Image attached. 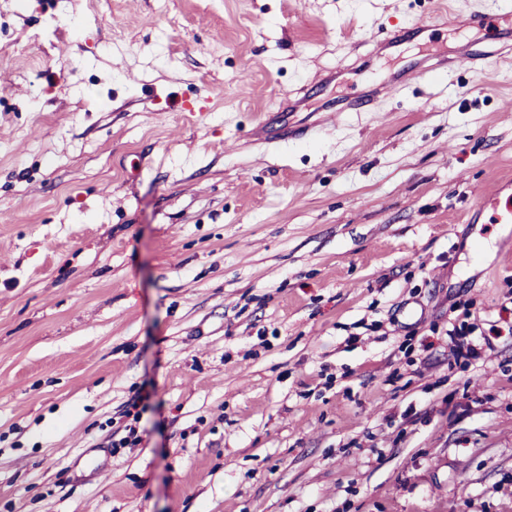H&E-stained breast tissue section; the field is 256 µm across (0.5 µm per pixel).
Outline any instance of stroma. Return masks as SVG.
Listing matches in <instances>:
<instances>
[{
    "label": "stroma",
    "instance_id": "obj_1",
    "mask_svg": "<svg viewBox=\"0 0 512 512\" xmlns=\"http://www.w3.org/2000/svg\"><path fill=\"white\" fill-rule=\"evenodd\" d=\"M489 5L0 0V512H512V70L280 134L411 63L317 85L366 33ZM472 302L460 304L456 310H460L453 322L450 321L448 337L454 343L452 354L457 364L461 362L463 369L476 365L484 356L487 349L492 348L490 339L483 337V340L471 338L474 336L475 327L469 323L474 313L471 312Z\"/></svg>",
    "mask_w": 512,
    "mask_h": 512
}]
</instances>
